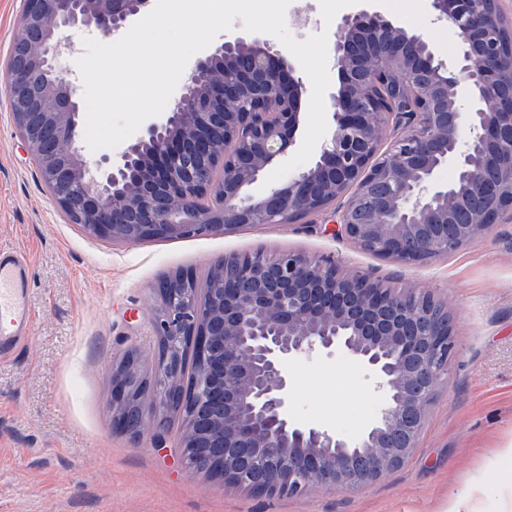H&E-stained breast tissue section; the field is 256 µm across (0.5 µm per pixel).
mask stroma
<instances>
[{"label": "stroma", "mask_w": 512, "mask_h": 512, "mask_svg": "<svg viewBox=\"0 0 512 512\" xmlns=\"http://www.w3.org/2000/svg\"><path fill=\"white\" fill-rule=\"evenodd\" d=\"M358 6L324 22L320 0H292L293 37L335 46ZM0 75V248L31 262L28 343L0 358V512H512L498 479L512 449V212L458 250L419 265L364 252L333 233L328 214L288 224L139 243L101 240L52 204L12 122ZM296 250L334 256L384 285L425 289L447 306L455 351L418 445L396 472L357 489L264 498L185 472L174 446L133 442L111 427L112 367L150 352L155 283L190 269L204 279L224 255ZM290 415L349 437L380 401L349 359H298Z\"/></svg>", "instance_id": "35a3bbf8"}]
</instances>
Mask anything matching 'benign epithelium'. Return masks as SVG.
<instances>
[{
	"mask_svg": "<svg viewBox=\"0 0 512 512\" xmlns=\"http://www.w3.org/2000/svg\"><path fill=\"white\" fill-rule=\"evenodd\" d=\"M431 2L460 40L459 61L377 13L347 18L333 133L308 169L261 197L247 188L292 144L303 94L266 43L224 42L195 60L173 109L126 143L119 164L78 150L77 90L59 65L76 52L68 32L111 35L149 0H25L5 67L13 123L53 203L93 237L199 236L330 209L335 235L359 249L426 262L512 210V52L501 47L499 0ZM450 160L455 178L437 183ZM153 292L154 372L141 373L135 349L113 368L112 428L160 447L175 412L185 471L259 497L357 488L401 468L454 351L451 316L431 292L399 293L298 251L226 255L204 297L188 270ZM336 356L381 394L379 416L355 438L288 416L287 365Z\"/></svg>",
	"mask_w": 512,
	"mask_h": 512,
	"instance_id": "7a95c632",
	"label": "benign epithelium"
}]
</instances>
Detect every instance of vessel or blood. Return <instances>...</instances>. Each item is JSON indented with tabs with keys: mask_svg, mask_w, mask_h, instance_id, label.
Returning a JSON list of instances; mask_svg holds the SVG:
<instances>
[{
	"mask_svg": "<svg viewBox=\"0 0 512 512\" xmlns=\"http://www.w3.org/2000/svg\"><path fill=\"white\" fill-rule=\"evenodd\" d=\"M30 267L17 253L0 252V357L26 340L31 325L28 304Z\"/></svg>",
	"mask_w": 512,
	"mask_h": 512,
	"instance_id": "b4317fda",
	"label": "vessel or blood"
}]
</instances>
